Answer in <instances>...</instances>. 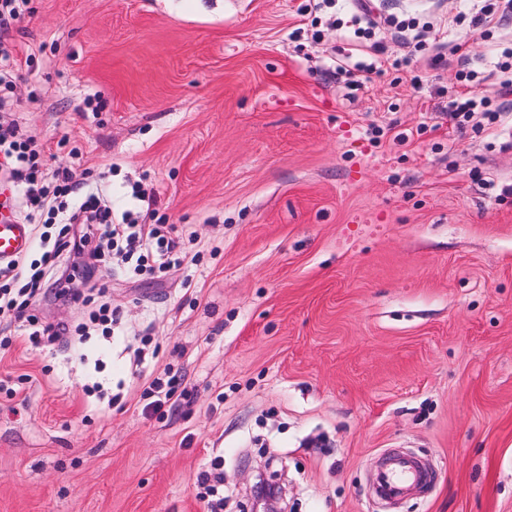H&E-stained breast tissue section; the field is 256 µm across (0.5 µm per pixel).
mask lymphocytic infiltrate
Listing matches in <instances>:
<instances>
[{"label": "lymphocytic infiltrate", "mask_w": 512, "mask_h": 512, "mask_svg": "<svg viewBox=\"0 0 512 512\" xmlns=\"http://www.w3.org/2000/svg\"><path fill=\"white\" fill-rule=\"evenodd\" d=\"M28 4L29 0H0V111L13 106V75L19 68L7 35L28 14ZM362 20V15L355 14L350 20L336 22L337 27H352L356 37L370 42L368 59L351 66L337 65V76L399 64L398 59L388 54L383 42L371 41V31L363 27ZM460 65L458 79L464 88L449 101V118L478 114L492 124L499 113L512 112V49L504 51L495 64L500 82L498 90L492 93L476 83L477 73L468 60H461ZM42 153L37 138L23 131L19 124L0 123V164L17 189L18 215L31 224L42 249L37 259L24 256L0 266V315L18 321L20 335L34 347L53 343L61 332L60 327L42 323L37 315L29 313L28 307L44 290L60 285L66 273L64 262L77 248L70 234L73 225L98 226L99 257L124 252L127 267L135 274L152 276L181 263L176 225L145 224L129 211L121 220H114L102 193L85 189L77 180L73 163L49 171L43 164Z\"/></svg>", "instance_id": "1"}]
</instances>
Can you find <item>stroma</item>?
<instances>
[{
    "instance_id": "1",
    "label": "stroma",
    "mask_w": 512,
    "mask_h": 512,
    "mask_svg": "<svg viewBox=\"0 0 512 512\" xmlns=\"http://www.w3.org/2000/svg\"><path fill=\"white\" fill-rule=\"evenodd\" d=\"M30 6L0 120L45 144L47 169L78 151L116 212L139 210L138 183L150 223L195 235L153 279L96 262L73 227L65 291L31 313L72 326L98 295L121 322L0 353V512H208L197 476L217 460L224 512H248L261 478L286 512H512V118L453 129L439 92L458 56L420 51L346 88L337 59L362 57L334 24L348 0ZM466 6L374 0L370 19L387 43L390 17L434 32ZM448 38L487 72L512 29ZM89 94L104 108L83 111ZM167 370L181 394L150 408ZM391 454L435 480L388 508L371 477Z\"/></svg>"
}]
</instances>
